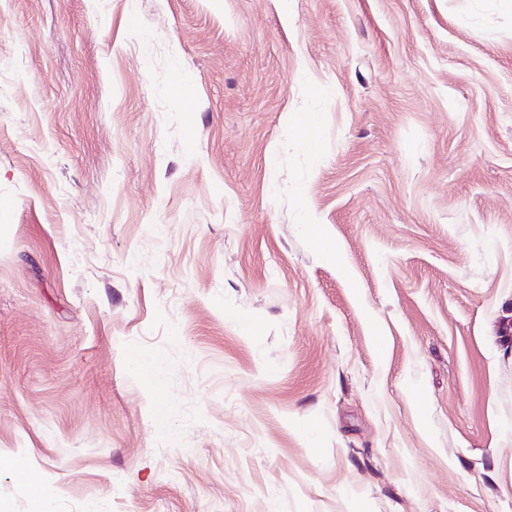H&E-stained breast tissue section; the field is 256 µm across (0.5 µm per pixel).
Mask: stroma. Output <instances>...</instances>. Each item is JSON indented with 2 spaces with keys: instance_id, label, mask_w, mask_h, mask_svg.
<instances>
[{
  "instance_id": "1",
  "label": "stroma",
  "mask_w": 512,
  "mask_h": 512,
  "mask_svg": "<svg viewBox=\"0 0 512 512\" xmlns=\"http://www.w3.org/2000/svg\"><path fill=\"white\" fill-rule=\"evenodd\" d=\"M1 459L0 512H512V10L0 0ZM133 365L139 373L142 382L153 389L161 391L163 389V379L156 365L155 360L147 354H141L133 360Z\"/></svg>"
}]
</instances>
